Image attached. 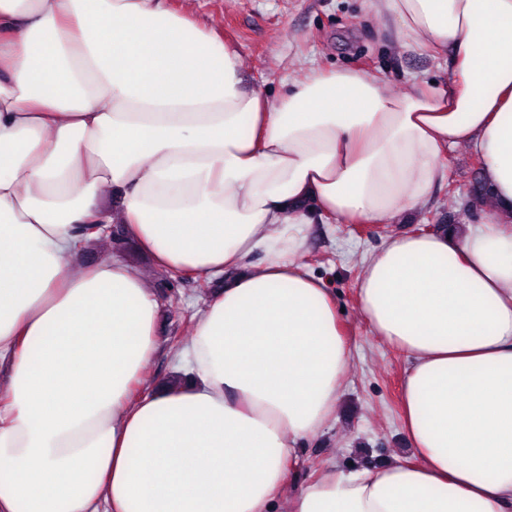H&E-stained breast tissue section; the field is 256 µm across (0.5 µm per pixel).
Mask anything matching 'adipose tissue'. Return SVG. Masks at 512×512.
I'll return each instance as SVG.
<instances>
[{
  "label": "adipose tissue",
  "mask_w": 512,
  "mask_h": 512,
  "mask_svg": "<svg viewBox=\"0 0 512 512\" xmlns=\"http://www.w3.org/2000/svg\"><path fill=\"white\" fill-rule=\"evenodd\" d=\"M368 7L449 54L455 87L312 67L272 102L162 0H0V512H276L353 359L302 262V202L398 221L458 147L494 208L458 236L391 237L356 283L373 335L408 357L414 458L324 469L288 512H512V0ZM112 223L158 268L235 272L174 355L189 383L147 372L146 278L79 258L76 226Z\"/></svg>",
  "instance_id": "obj_1"
}]
</instances>
